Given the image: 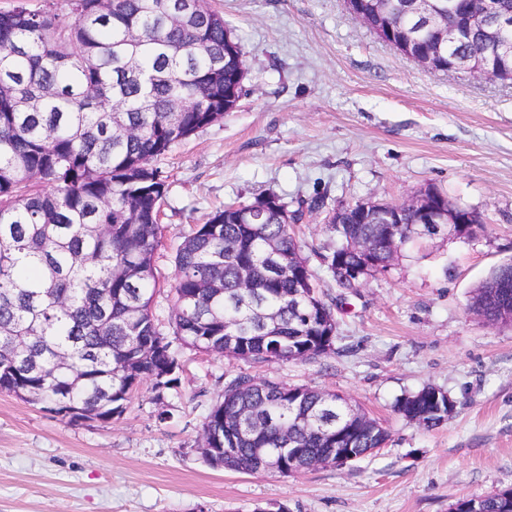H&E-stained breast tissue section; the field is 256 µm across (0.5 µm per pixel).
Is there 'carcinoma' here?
I'll list each match as a JSON object with an SVG mask.
<instances>
[{
	"instance_id": "carcinoma-1",
	"label": "carcinoma",
	"mask_w": 512,
	"mask_h": 512,
	"mask_svg": "<svg viewBox=\"0 0 512 512\" xmlns=\"http://www.w3.org/2000/svg\"><path fill=\"white\" fill-rule=\"evenodd\" d=\"M41 11L26 0L0 10V391L64 414L80 403L101 421L119 417L132 386L157 396L176 387L173 343L255 363L316 361L339 354L337 321L289 225L285 199L264 193L196 225L175 255L172 336L155 323V255L166 181L153 162L221 120L244 94L245 53L208 0L186 22L168 0H63ZM407 0L380 15L363 3V24L393 40L421 30ZM492 38L474 33L440 59L483 60ZM366 200L343 206L336 246L316 252L328 277L355 295V271L391 266L386 219ZM254 216L241 224L242 210ZM401 246L421 240L415 213L401 216ZM372 246L366 255L343 237ZM512 262L475 289L473 310L504 319L502 289ZM394 410L427 430L455 410L448 392L426 385ZM389 432L345 397L249 375L224 383L201 447L234 449L231 467L254 474L255 449L288 447L305 469L334 448L359 458ZM479 512H512V489L478 499Z\"/></svg>"
}]
</instances>
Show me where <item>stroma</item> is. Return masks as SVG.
<instances>
[{"mask_svg": "<svg viewBox=\"0 0 512 512\" xmlns=\"http://www.w3.org/2000/svg\"><path fill=\"white\" fill-rule=\"evenodd\" d=\"M235 28L250 74L235 111L155 160L166 178L152 312L163 333L184 236L224 204L265 192L322 209L292 230L334 244L333 209L398 201L427 186L478 213L475 239L445 234L403 248L385 275L342 298V352L257 364L178 347L177 388L145 381L109 422H75L0 391V512H450L512 488V326L470 313L473 289L512 259V85L432 73L380 41L344 0H210ZM239 374L342 394L390 434L349 467L282 477L207 464L197 451L211 407ZM456 409L426 430L394 410L425 385ZM167 418H160L161 409Z\"/></svg>", "mask_w": 512, "mask_h": 512, "instance_id": "obj_1", "label": "stroma"}]
</instances>
